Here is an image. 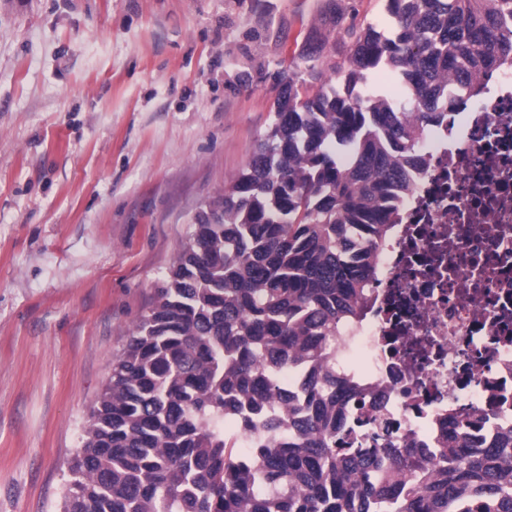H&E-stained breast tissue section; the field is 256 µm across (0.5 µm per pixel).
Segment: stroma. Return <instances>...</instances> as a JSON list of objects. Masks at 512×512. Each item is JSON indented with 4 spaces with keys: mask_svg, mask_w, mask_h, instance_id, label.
<instances>
[{
    "mask_svg": "<svg viewBox=\"0 0 512 512\" xmlns=\"http://www.w3.org/2000/svg\"><path fill=\"white\" fill-rule=\"evenodd\" d=\"M385 0H0V512H61L130 329L289 76Z\"/></svg>",
    "mask_w": 512,
    "mask_h": 512,
    "instance_id": "35a3bbf8",
    "label": "stroma"
}]
</instances>
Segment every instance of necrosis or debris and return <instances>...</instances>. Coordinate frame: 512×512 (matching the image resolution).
<instances>
[{
	"mask_svg": "<svg viewBox=\"0 0 512 512\" xmlns=\"http://www.w3.org/2000/svg\"><path fill=\"white\" fill-rule=\"evenodd\" d=\"M421 155L370 309L333 342L337 379L367 400L349 418L353 447H380L383 416L412 476L441 462L445 428L488 444L512 430V69Z\"/></svg>",
	"mask_w": 512,
	"mask_h": 512,
	"instance_id": "necrosis-or-debris-1",
	"label": "necrosis or debris"
}]
</instances>
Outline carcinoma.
<instances>
[{"mask_svg": "<svg viewBox=\"0 0 512 512\" xmlns=\"http://www.w3.org/2000/svg\"><path fill=\"white\" fill-rule=\"evenodd\" d=\"M345 60L288 78L245 172L209 209L112 362L62 512H512V434L446 438L448 464L399 478L403 450L348 448L326 341L361 319L427 133L456 90L512 69V0H385ZM309 367L303 393L282 373ZM265 437L246 453L237 435Z\"/></svg>", "mask_w": 512, "mask_h": 512, "instance_id": "carcinoma-1", "label": "carcinoma"}]
</instances>
